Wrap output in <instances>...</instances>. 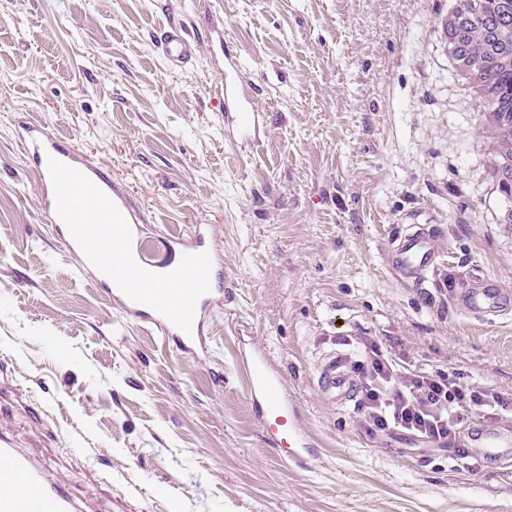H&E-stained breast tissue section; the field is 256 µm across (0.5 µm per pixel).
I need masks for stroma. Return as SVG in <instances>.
<instances>
[{
	"label": "stroma",
	"mask_w": 512,
	"mask_h": 512,
	"mask_svg": "<svg viewBox=\"0 0 512 512\" xmlns=\"http://www.w3.org/2000/svg\"><path fill=\"white\" fill-rule=\"evenodd\" d=\"M460 3L0 0V432L91 512H512V464L367 434L314 373L372 336L410 370L512 393V313L451 304L475 273L512 288V197L438 26ZM171 23L223 26L268 114L258 147L225 143L207 47L168 66ZM33 121L128 186L155 256L215 225L208 357L124 316L64 249L16 134ZM408 216L450 254L419 288L387 262ZM244 343L287 375L309 453L284 457L254 418Z\"/></svg>",
	"instance_id": "35a3bbf8"
}]
</instances>
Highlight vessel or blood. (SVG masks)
<instances>
[{"label": "vessel or blood", "mask_w": 512, "mask_h": 512, "mask_svg": "<svg viewBox=\"0 0 512 512\" xmlns=\"http://www.w3.org/2000/svg\"><path fill=\"white\" fill-rule=\"evenodd\" d=\"M207 43L213 67L221 77L215 86L213 109L224 121V139L240 150L253 149L264 128L265 115L254 102L252 86L241 72L237 54L224 42L223 27H211ZM160 44L173 67L185 66L198 46L182 26L164 30ZM20 140L39 178L40 206L46 220L57 225L67 251L79 265L91 264L101 270L110 283L107 293L113 306L149 324L180 350L207 356L210 348L205 329L216 293L212 277L221 260L212 244V225L195 224L188 239H168V260L152 262L146 257L141 234L144 213L124 184L69 149L41 123L25 126ZM87 200L95 201L102 215L94 222L77 223L75 214ZM443 256L437 228L414 219L387 242L391 271L414 286L439 268ZM452 304L475 318L507 313L512 311V290L475 276L458 289ZM238 359L246 374L252 413L271 442L284 445L289 455L310 447L311 437L289 398L283 374L260 352L244 349ZM316 384L335 407H344L357 398L359 380L343 354L331 351L319 358ZM457 445L500 462L512 457V430L475 424ZM0 512L81 510L60 475L49 474L0 435Z\"/></svg>", "instance_id": "b4317fda"}]
</instances>
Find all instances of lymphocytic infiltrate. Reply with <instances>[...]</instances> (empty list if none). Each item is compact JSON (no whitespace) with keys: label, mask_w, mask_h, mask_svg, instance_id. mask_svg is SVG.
I'll use <instances>...</instances> for the list:
<instances>
[{"label":"lymphocytic infiltrate","mask_w":512,"mask_h":512,"mask_svg":"<svg viewBox=\"0 0 512 512\" xmlns=\"http://www.w3.org/2000/svg\"><path fill=\"white\" fill-rule=\"evenodd\" d=\"M355 369L361 378L358 418L371 435L397 429L445 443L476 416L512 409L511 397L462 385L447 371H402L373 340L365 342L364 358Z\"/></svg>","instance_id":"obj_1"}]
</instances>
